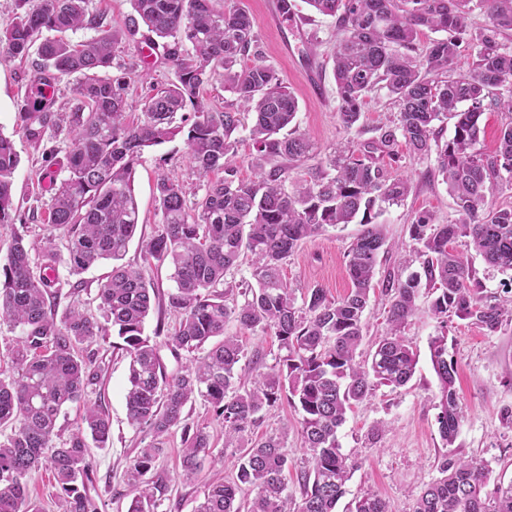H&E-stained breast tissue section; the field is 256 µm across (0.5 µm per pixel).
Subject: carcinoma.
Instances as JSON below:
<instances>
[{
  "instance_id": "1",
  "label": "carcinoma",
  "mask_w": 512,
  "mask_h": 512,
  "mask_svg": "<svg viewBox=\"0 0 512 512\" xmlns=\"http://www.w3.org/2000/svg\"><path fill=\"white\" fill-rule=\"evenodd\" d=\"M17 0L20 13L0 26V54H29L43 31L76 30L85 22L89 0ZM135 16L126 33L140 25L165 40V59L176 81L156 90L132 116L125 84L99 76L112 64L118 31L73 45L46 39L20 109L23 130L40 142L50 124L53 101L45 87L60 75L80 74L81 101L68 116L70 144L67 175L46 168L41 179L54 190L48 208L49 234L43 245L24 242L13 232L0 256V325L20 329L7 358L13 375L0 378V512H40L31 505L27 477L45 466L59 489V512H99L87 485L93 483L88 441L106 446L112 437L109 415L89 399L101 383L96 352L83 345L117 332L120 350L130 358L126 405L132 425L147 430L154 444L140 451L127 470L132 495L128 512H163L174 479L192 480L211 448L210 435L192 428L187 405L200 398L224 426V440L239 456L232 478L213 485L196 512H335L355 463L337 440L338 428L354 406L379 385L401 388L415 374L416 354L401 335L418 312L425 286L436 293L429 313L440 334L430 342V359L439 382L437 422L441 438L453 445L463 415L459 407L457 362L448 356V322L457 318L488 333L512 322V288L492 302L482 296V281L471 261L449 247L467 239L491 268L512 281V205L494 204L496 194L512 186V122L501 129L493 155L475 151L485 107L512 114V96L498 88L512 83V50L500 42L512 32V0H305L318 14L336 20L333 55L337 112L344 132L359 121L362 105L378 87L399 106L397 121L377 136L352 139L312 165L310 179L286 186L292 167L315 158L309 139L296 130L298 101L277 70L261 59L256 19L224 0H130ZM478 10L484 24L469 26ZM425 30L446 36L420 43ZM473 51L469 74L453 76L462 42ZM224 69V88L254 116L250 130L254 152L248 164L254 179L238 178L234 133L240 113L214 112L200 98L213 67ZM467 103L465 110L459 105ZM193 111L184 129L177 113ZM452 118L454 135L441 143L435 122ZM185 135L189 162L205 194L188 202L185 185L162 176L156 185L161 227L143 245L144 260L168 262L174 292L166 307L177 317L171 329L157 325L156 335L172 352H202L195 364L167 374L156 344L144 336L155 288L143 269L120 263L140 221L131 176L143 151ZM409 153L436 154L438 170L455 199L458 220L435 224L425 215L409 226L421 271L406 279H387L388 328L373 342L368 357L356 353L364 340L363 314L386 237L381 225L365 228L349 245V292L331 299L325 289L307 290L296 306L295 289L283 267L296 248L324 227L349 224L359 213L382 211L401 202L409 182L392 177L384 158H393L399 140ZM19 164L12 141L0 134V224L13 225L20 212L12 194ZM222 172L216 181L210 175ZM66 241L62 254L55 240ZM41 257L34 272L32 250ZM251 257L244 302L226 303V274ZM112 271L96 293L100 316L77 306L59 309L58 266L78 276L103 261ZM263 334L273 332L286 351L277 365L260 370L255 358L242 363L244 350L235 336L224 335L229 319ZM301 414V436L311 468L300 476L301 500L288 490V432L258 437L255 428L281 400ZM83 402L82 426L60 444L56 423L64 407ZM180 428L184 434L179 471L156 465L161 439ZM439 477L416 498L414 512H512V483L488 488L490 470L458 454L446 455ZM349 512H389L385 500L366 494Z\"/></svg>"
}]
</instances>
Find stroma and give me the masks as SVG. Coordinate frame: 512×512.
<instances>
[{"mask_svg":"<svg viewBox=\"0 0 512 512\" xmlns=\"http://www.w3.org/2000/svg\"><path fill=\"white\" fill-rule=\"evenodd\" d=\"M236 4L256 18L260 49L267 64L273 66L298 100L296 126L326 153L351 137L363 141L375 137L378 127L397 116L386 92L380 89L366 100L360 121L351 133H344L336 112L337 98L329 57L336 44L334 18L319 15L304 0H292L291 21L275 20L276 0H235ZM132 12L130 0H90L88 23L66 32L65 40L85 42L98 36L101 29H123ZM142 37L123 40L115 50L110 75L124 76L127 97L138 104L151 88L164 87L175 79L174 69L165 60L162 49L143 53ZM40 61L37 51L23 58L0 59V133L10 138L19 157L13 175V195L20 208L27 242H40L47 234V214L51 193L40 185L46 155H53L58 166H65L69 146L66 118L78 104L75 93L77 76H58L52 110L56 124L47 129L41 143L30 141L19 119L30 78ZM392 173L407 176L410 192L398 205L384 209L377 218L383 224L387 246L380 253L373 280L375 294L365 312V345L381 336L387 328L389 298L383 283L388 276H407L418 270L414 260L415 241L409 226L418 215L429 216L434 223L445 224L457 217L448 186L437 172L435 157L416 158L407 148H400L399 160ZM168 175L183 182L189 193L203 195L204 187L193 172L187 158L183 136L147 149L133 171V193L140 225L129 244L127 263L144 267L157 295L146 319L144 333L153 336L158 322L173 326L175 317L165 310L167 295L174 283L168 264L144 263L143 239L154 235L160 216L156 210L155 188L159 177ZM359 223L344 227H325L315 237L305 240L290 257L283 274L304 295L308 288H325L329 297L347 294L350 282L345 267V254L352 239L361 231ZM110 264H102L81 274L70 276L60 269L61 302L75 304L90 314H97L95 300L98 285L110 272ZM82 289H74L75 281ZM431 293L421 291L420 311L403 330V336L417 356L416 372L402 388L381 386L364 403L348 412L337 436L341 451L357 464L346 485V493L336 512H346L356 497L372 492L386 500L389 512H413L420 491L438 475L443 455L456 452L488 465L495 480H512V428L503 424L501 412L512 408V324L489 335L462 320H454L448 329V354L458 363L456 390L464 420L453 446L443 444L438 430L437 414L439 382L430 360L429 343L439 332L438 323L428 314ZM228 336L238 337L246 356L260 355L264 367H272L284 352L273 334H262L229 320L224 327ZM118 336L108 341L91 343L102 368L101 401L112 420V439L106 447H90L93 483L89 493L98 500L102 512H127L130 498L125 484V471L141 448L152 439L131 425L125 401L128 386L129 359L118 351ZM192 427L209 432L212 456L204 460L193 481L172 485L168 506L171 512H195L207 488L232 477L238 450L225 447L224 428L210 406L195 401L186 409ZM300 415L287 401H280L266 412L257 429L261 435L287 431L286 451L295 462L289 471L288 488L298 491L297 473L308 466L309 453L300 435Z\"/></svg>","mask_w":512,"mask_h":512,"instance_id":"35a3bbf8","label":"stroma"}]
</instances>
